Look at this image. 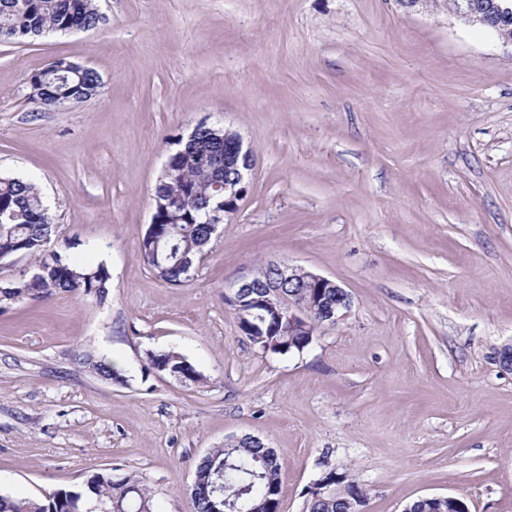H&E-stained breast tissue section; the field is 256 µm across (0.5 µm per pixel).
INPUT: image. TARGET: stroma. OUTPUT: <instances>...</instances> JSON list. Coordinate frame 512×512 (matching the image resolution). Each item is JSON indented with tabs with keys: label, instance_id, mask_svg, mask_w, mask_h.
<instances>
[{
	"label": "stroma",
	"instance_id": "1",
	"mask_svg": "<svg viewBox=\"0 0 512 512\" xmlns=\"http://www.w3.org/2000/svg\"><path fill=\"white\" fill-rule=\"evenodd\" d=\"M97 6L94 29L0 43V175L33 181L59 239L111 276L103 302L0 310V493L132 472L160 512H193L196 461L247 433L281 455L280 512H305L324 463L366 490L365 512L433 495L512 512V49L400 0ZM57 58L95 69L98 94L35 104L28 79ZM202 121L238 132L252 169L174 286L140 243ZM269 262L352 297L303 353H261L224 302ZM171 349L204 384L150 369Z\"/></svg>",
	"mask_w": 512,
	"mask_h": 512
}]
</instances>
